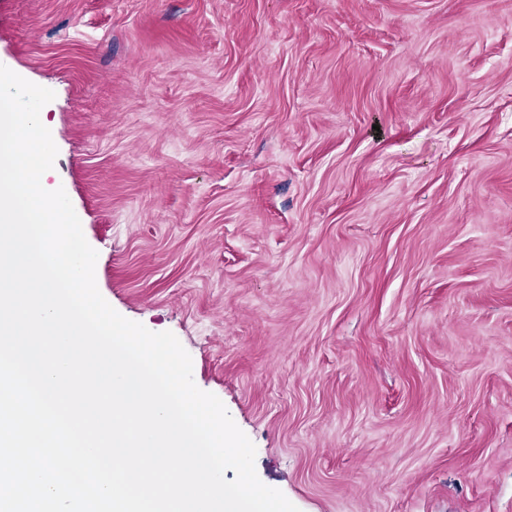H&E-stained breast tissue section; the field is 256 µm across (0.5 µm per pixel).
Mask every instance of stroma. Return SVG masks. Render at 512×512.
Returning a JSON list of instances; mask_svg holds the SVG:
<instances>
[{
    "instance_id": "35a3bbf8",
    "label": "stroma",
    "mask_w": 512,
    "mask_h": 512,
    "mask_svg": "<svg viewBox=\"0 0 512 512\" xmlns=\"http://www.w3.org/2000/svg\"><path fill=\"white\" fill-rule=\"evenodd\" d=\"M125 318L299 512H512V0H0Z\"/></svg>"
}]
</instances>
